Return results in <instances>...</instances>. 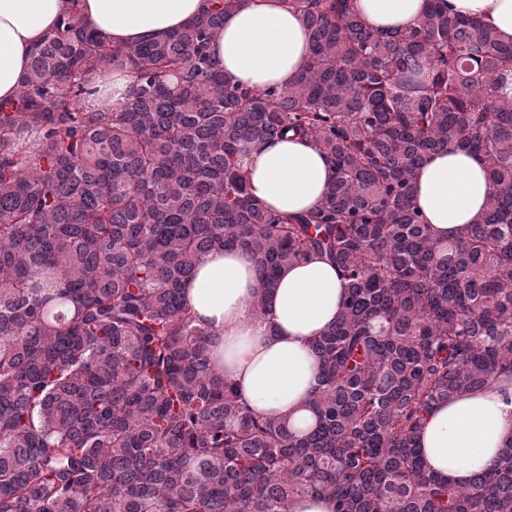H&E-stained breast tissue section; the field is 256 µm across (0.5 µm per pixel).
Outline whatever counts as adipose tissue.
Masks as SVG:
<instances>
[{"instance_id": "obj_1", "label": "adipose tissue", "mask_w": 512, "mask_h": 512, "mask_svg": "<svg viewBox=\"0 0 512 512\" xmlns=\"http://www.w3.org/2000/svg\"><path fill=\"white\" fill-rule=\"evenodd\" d=\"M76 5L85 23L112 46L164 38L201 11L205 0H0V101L14 98L25 81L33 49ZM363 20L386 30L417 24L426 0H355ZM450 11L475 17L512 43V0H448ZM226 83L262 90L294 83L304 73L310 39L301 15L283 0H242L226 13L209 44ZM92 106L122 109L133 83L126 71L102 73ZM243 169L250 194L281 215L318 205L335 175L330 158L312 142L276 139L248 145ZM492 186L479 157L449 148L428 159L411 184L414 204L434 237H456L482 215ZM254 257L237 249L201 255L186 298L197 319L219 342L218 368L241 397L268 418H288L296 431L314 422L306 402L317 384L318 361L310 341L336 321L345 283L324 258L310 256L285 267L256 315ZM512 440V383L494 382L434 406L417 444L430 469L465 486L486 470Z\"/></svg>"}]
</instances>
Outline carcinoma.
Here are the masks:
<instances>
[{"mask_svg": "<svg viewBox=\"0 0 512 512\" xmlns=\"http://www.w3.org/2000/svg\"><path fill=\"white\" fill-rule=\"evenodd\" d=\"M428 0L381 33L351 0H288L311 55L293 84L255 93L208 54L224 14L115 49L75 8L0 102V512H512V442L456 486L416 437L431 408L512 379V45ZM119 111L86 99L115 60ZM312 140L335 176L288 218L248 192L245 145ZM448 147L480 156L481 219L435 238L411 180ZM257 258L256 313L281 268L326 256L346 282L312 342L313 427L254 413L212 360L184 285L198 257ZM334 503L327 498L299 497L290 501L289 512H334Z\"/></svg>", "mask_w": 512, "mask_h": 512, "instance_id": "obj_1", "label": "carcinoma"}]
</instances>
